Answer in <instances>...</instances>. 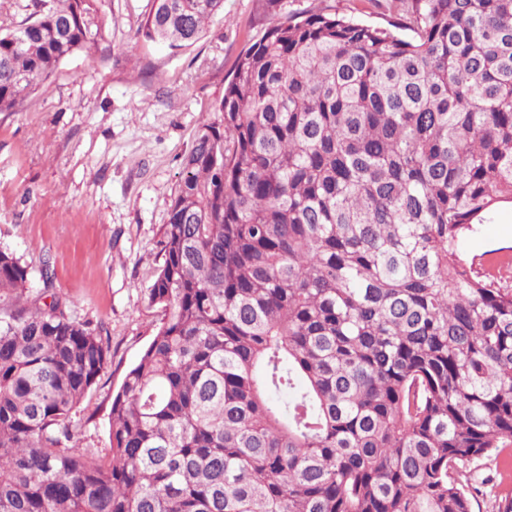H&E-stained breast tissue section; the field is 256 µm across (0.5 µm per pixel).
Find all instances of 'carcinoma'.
Listing matches in <instances>:
<instances>
[{"label": "carcinoma", "mask_w": 512, "mask_h": 512, "mask_svg": "<svg viewBox=\"0 0 512 512\" xmlns=\"http://www.w3.org/2000/svg\"><path fill=\"white\" fill-rule=\"evenodd\" d=\"M312 7L238 56L184 159L111 453L72 413L106 368L50 262L0 250V512H472L512 445V266L464 237L512 205V0ZM224 0H153L177 54ZM110 35L103 0L0 29V112ZM512 446L499 448L491 456L467 464L472 480L466 487L473 512H502L501 507L512 500Z\"/></svg>", "instance_id": "1"}]
</instances>
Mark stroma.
Listing matches in <instances>:
<instances>
[{
	"label": "stroma",
	"mask_w": 512,
	"mask_h": 512,
	"mask_svg": "<svg viewBox=\"0 0 512 512\" xmlns=\"http://www.w3.org/2000/svg\"><path fill=\"white\" fill-rule=\"evenodd\" d=\"M224 0L202 38L179 55L135 39L152 0H105L106 47L76 54L17 112H0V249L32 273L50 263L55 286L81 320L101 324L111 358L79 406L77 448L109 452L112 396L161 318L146 296L183 161L198 126L218 124L240 52L289 13L317 4L383 24L386 0ZM512 247V207L502 206L462 248L473 256ZM472 512L512 500V447L468 463Z\"/></svg>",
	"instance_id": "stroma-1"
}]
</instances>
